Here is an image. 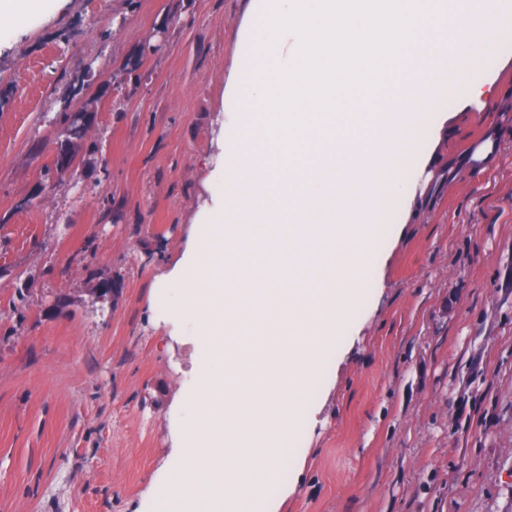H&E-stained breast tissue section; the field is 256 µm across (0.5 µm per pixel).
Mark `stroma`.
<instances>
[{
  "instance_id": "1",
  "label": "stroma",
  "mask_w": 512,
  "mask_h": 512,
  "mask_svg": "<svg viewBox=\"0 0 512 512\" xmlns=\"http://www.w3.org/2000/svg\"><path fill=\"white\" fill-rule=\"evenodd\" d=\"M247 5L69 0L0 48V512H154L196 378L151 292L204 201ZM85 107L94 152L38 196L61 112ZM448 123L278 512H512V60ZM103 281L118 293L92 302Z\"/></svg>"
}]
</instances>
